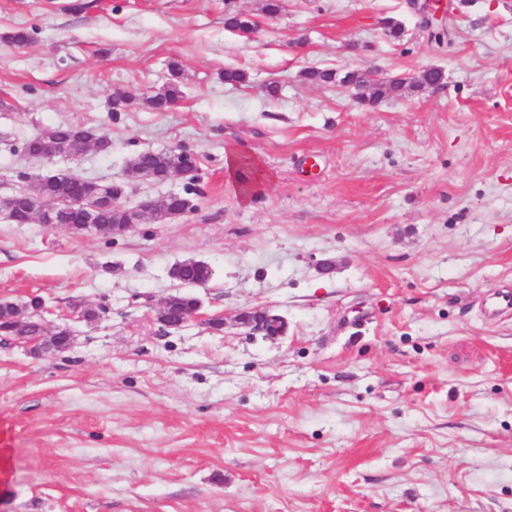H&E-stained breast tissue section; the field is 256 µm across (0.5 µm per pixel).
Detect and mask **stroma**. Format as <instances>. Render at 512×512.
<instances>
[{
	"label": "stroma",
	"instance_id": "35a3bbf8",
	"mask_svg": "<svg viewBox=\"0 0 512 512\" xmlns=\"http://www.w3.org/2000/svg\"><path fill=\"white\" fill-rule=\"evenodd\" d=\"M446 2L440 48L405 0H0V196L61 167L130 208L201 190L116 235L0 214V300L72 331L62 352L0 336V512H512V313L482 310L512 288V0ZM430 67L444 88L372 105L304 77ZM173 80L180 102L150 110ZM60 124L111 151L23 152ZM178 146L193 177L130 178ZM231 146L271 174L251 197ZM189 260L212 270L203 316L161 331ZM262 313L286 334L239 321ZM79 126L77 125H59L52 128L47 129L46 131L29 138L24 144V151L27 154H37L40 150V138L44 136L45 132H50V135L58 138L59 140H69L72 136L77 135L74 131L75 128ZM38 158H44L48 160H53L55 158H60L62 160H72L75 159L73 157L67 156L59 151H50L46 153L37 154Z\"/></svg>",
	"mask_w": 512,
	"mask_h": 512
}]
</instances>
